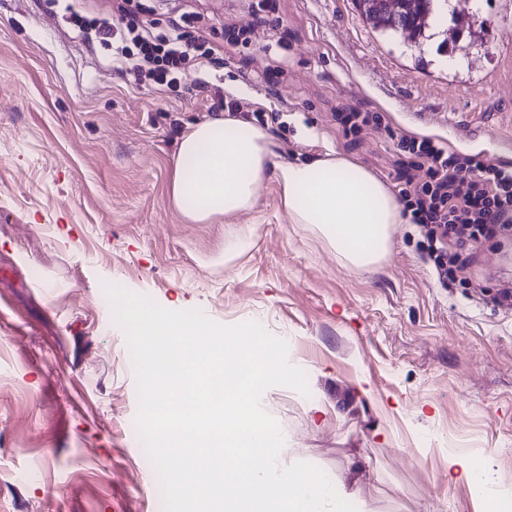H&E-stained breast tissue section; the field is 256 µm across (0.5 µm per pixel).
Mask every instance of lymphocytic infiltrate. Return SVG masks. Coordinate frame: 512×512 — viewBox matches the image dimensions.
I'll list each match as a JSON object with an SVG mask.
<instances>
[{"mask_svg": "<svg viewBox=\"0 0 512 512\" xmlns=\"http://www.w3.org/2000/svg\"><path fill=\"white\" fill-rule=\"evenodd\" d=\"M69 21L80 37H94L111 48L117 72L137 81L147 74L173 89L180 87L186 63L204 49L178 25L167 35L151 36L140 31L132 17L116 25L73 13ZM397 149L404 212L424 229L442 283L454 281L456 272L471 263L459 253L445 252L448 239L463 244L512 236L511 168L448 151L442 143L427 139L403 138Z\"/></svg>", "mask_w": 512, "mask_h": 512, "instance_id": "lymphocytic-infiltrate-1", "label": "lymphocytic infiltrate"}]
</instances>
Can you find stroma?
Instances as JSON below:
<instances>
[{
  "mask_svg": "<svg viewBox=\"0 0 512 512\" xmlns=\"http://www.w3.org/2000/svg\"><path fill=\"white\" fill-rule=\"evenodd\" d=\"M66 0H0V512H163L137 435L125 335L97 302L112 281L169 310L259 322L285 339L309 392L275 386L263 408L281 466L324 471L357 512H480L448 479L449 452L483 456L488 489L512 492V241L477 244L443 285L420 227L394 225L383 260L349 269L273 182L252 211L216 224L169 202L206 94L132 84L111 53L75 38ZM151 32L206 38L201 72L249 110L275 160L333 150L389 189L395 135L512 163V0H483L486 26L446 43L372 28L353 0H140ZM188 68V78H195ZM384 115L345 133L336 116ZM277 120H270V113ZM250 238L233 260L224 246Z\"/></svg>",
  "mask_w": 512,
  "mask_h": 512,
  "instance_id": "35a3bbf8",
  "label": "stroma"
}]
</instances>
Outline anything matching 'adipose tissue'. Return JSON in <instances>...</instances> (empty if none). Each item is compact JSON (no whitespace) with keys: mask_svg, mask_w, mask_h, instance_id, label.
<instances>
[{"mask_svg":"<svg viewBox=\"0 0 512 512\" xmlns=\"http://www.w3.org/2000/svg\"><path fill=\"white\" fill-rule=\"evenodd\" d=\"M268 179L289 222L314 225L354 268L375 266L403 221L399 199L363 167L333 151L274 162L268 132L231 119L197 123L180 140L171 204L183 219L208 224L252 210Z\"/></svg>","mask_w":512,"mask_h":512,"instance_id":"obj_1","label":"adipose tissue"}]
</instances>
